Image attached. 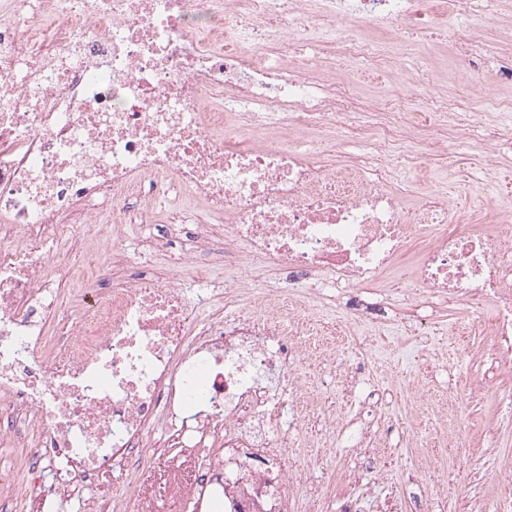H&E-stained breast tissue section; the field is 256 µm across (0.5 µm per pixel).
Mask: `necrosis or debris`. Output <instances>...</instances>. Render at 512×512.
Here are the masks:
<instances>
[{
  "label": "necrosis or debris",
  "mask_w": 512,
  "mask_h": 512,
  "mask_svg": "<svg viewBox=\"0 0 512 512\" xmlns=\"http://www.w3.org/2000/svg\"><path fill=\"white\" fill-rule=\"evenodd\" d=\"M505 4L0 0V425L16 458L0 512L110 494L116 474L121 496L88 512H288L300 418L265 379L297 389L308 356L305 315L280 306L290 288L352 290L370 319L383 304L363 294L385 274L412 301L486 303L475 321L512 378V211L480 193L465 215L396 178L445 154L485 176L512 146V37L491 60L470 28H499ZM442 10L449 38L406 43ZM340 59L385 76L388 109L333 73ZM442 62L466 84L467 119L440 92L424 117L409 107ZM161 210L146 250L124 248V225ZM76 233L80 261L62 251ZM112 266L133 274L99 295ZM267 266L280 285L250 277ZM225 268L237 278L194 287ZM63 281L74 304L56 344L45 327Z\"/></svg>",
  "instance_id": "1"
}]
</instances>
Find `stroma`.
I'll list each match as a JSON object with an SVG mask.
<instances>
[{
	"instance_id": "obj_1",
	"label": "stroma",
	"mask_w": 512,
	"mask_h": 512,
	"mask_svg": "<svg viewBox=\"0 0 512 512\" xmlns=\"http://www.w3.org/2000/svg\"><path fill=\"white\" fill-rule=\"evenodd\" d=\"M408 177L422 189L447 192L451 205L468 211L467 173L446 183L432 166ZM320 299L305 335L341 344L352 371L339 373L318 356L301 367L322 398L301 455L324 464L308 469L292 512H483V476L512 453V399L496 393L504 367L490 338L469 327V311L436 299L420 311L428 321L423 336L406 323L363 324L336 289L322 288ZM426 397L435 413L415 416ZM452 397L463 415L451 422ZM330 412L344 417L334 436L323 420ZM328 467L338 471L336 482L328 481Z\"/></svg>"
}]
</instances>
